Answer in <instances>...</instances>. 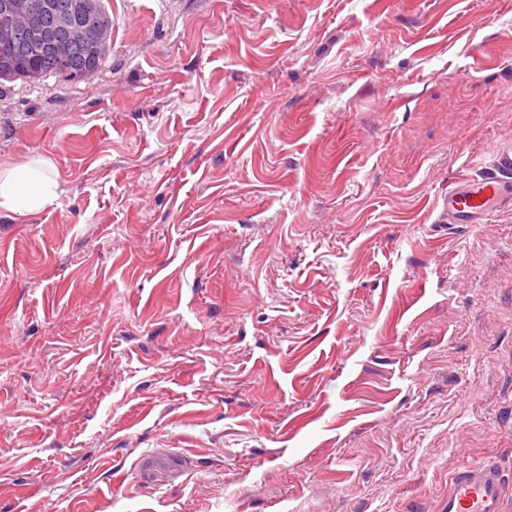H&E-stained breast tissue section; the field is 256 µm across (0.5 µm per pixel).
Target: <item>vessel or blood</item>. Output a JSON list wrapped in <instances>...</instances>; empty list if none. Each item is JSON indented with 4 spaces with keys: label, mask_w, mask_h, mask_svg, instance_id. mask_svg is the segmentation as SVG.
<instances>
[{
    "label": "vessel or blood",
    "mask_w": 512,
    "mask_h": 512,
    "mask_svg": "<svg viewBox=\"0 0 512 512\" xmlns=\"http://www.w3.org/2000/svg\"><path fill=\"white\" fill-rule=\"evenodd\" d=\"M512 208V141L492 148V168L478 178H463L449 187L441 214L451 224H484L498 210ZM512 488L494 461L480 460L455 466L448 479L443 512H505L506 493Z\"/></svg>",
    "instance_id": "1"
}]
</instances>
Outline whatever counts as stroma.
<instances>
[{
    "label": "stroma",
    "mask_w": 512,
    "mask_h": 512,
    "mask_svg": "<svg viewBox=\"0 0 512 512\" xmlns=\"http://www.w3.org/2000/svg\"><path fill=\"white\" fill-rule=\"evenodd\" d=\"M0 86V512H434L512 472V0H103ZM88 43V42H87ZM86 44L75 45L71 50V56L66 63H62L55 56L50 53H44L36 58H22L21 47L16 46L15 49L0 48V58L6 56L11 60L17 61L20 64L19 69L15 70L12 78L2 79L3 81H14L17 79L26 80L29 77L23 75L25 69H37L43 76L46 75H64L69 76L71 71H79L91 64L93 61L88 58V49ZM70 77V76H69ZM30 79V78H29ZM492 159L489 173L448 187L439 203L444 222L485 224L496 211L512 208V141L495 144ZM45 159L33 160L0 172V210L25 216L39 211L55 198V186L46 172ZM509 478L494 461L455 466L448 479L447 504L441 512H505Z\"/></svg>",
    "instance_id": "stroma-1"
}]
</instances>
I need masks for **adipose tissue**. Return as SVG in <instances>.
Here are the masks:
<instances>
[{
	"label": "adipose tissue",
	"mask_w": 512,
	"mask_h": 512,
	"mask_svg": "<svg viewBox=\"0 0 512 512\" xmlns=\"http://www.w3.org/2000/svg\"><path fill=\"white\" fill-rule=\"evenodd\" d=\"M47 160H33L0 172V210L25 216L39 211L55 197Z\"/></svg>",
	"instance_id": "adipose-tissue-1"
}]
</instances>
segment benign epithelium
Wrapping results in <instances>:
<instances>
[{"label":"benign epithelium","instance_id":"benign-epithelium-1","mask_svg":"<svg viewBox=\"0 0 512 512\" xmlns=\"http://www.w3.org/2000/svg\"><path fill=\"white\" fill-rule=\"evenodd\" d=\"M51 0H0V44L23 42L29 53L41 50L68 57L72 44L86 40L93 31L91 51L97 52L112 41V20L84 7L81 15H54Z\"/></svg>","mask_w":512,"mask_h":512}]
</instances>
